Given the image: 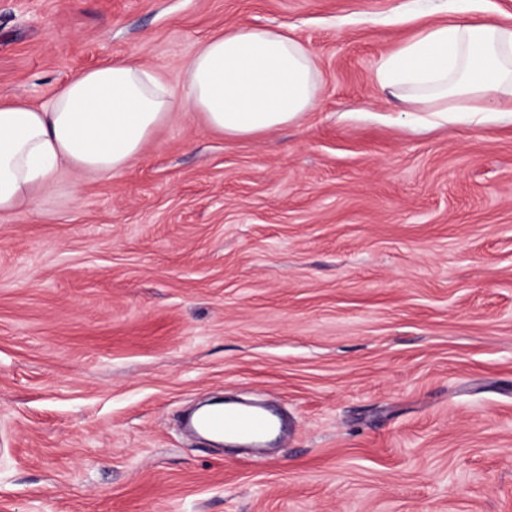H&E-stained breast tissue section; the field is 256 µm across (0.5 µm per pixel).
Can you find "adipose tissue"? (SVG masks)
<instances>
[{"instance_id":"adipose-tissue-1","label":"adipose tissue","mask_w":512,"mask_h":512,"mask_svg":"<svg viewBox=\"0 0 512 512\" xmlns=\"http://www.w3.org/2000/svg\"><path fill=\"white\" fill-rule=\"evenodd\" d=\"M381 88L409 104L412 129L512 122V26L430 23L385 56ZM185 100L154 70L110 61L72 76L48 104L0 101V215L26 209L65 170L120 173L180 110L230 138L298 123L319 98L314 56L287 32L229 29L183 67Z\"/></svg>"}]
</instances>
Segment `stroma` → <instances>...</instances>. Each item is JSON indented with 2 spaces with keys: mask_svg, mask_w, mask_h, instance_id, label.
Returning <instances> with one entry per match:
<instances>
[{
  "mask_svg": "<svg viewBox=\"0 0 512 512\" xmlns=\"http://www.w3.org/2000/svg\"><path fill=\"white\" fill-rule=\"evenodd\" d=\"M439 0H0V97L287 31L322 92L230 139L185 112L0 216V512H512V123L415 132L375 81ZM277 407L272 449L181 418Z\"/></svg>",
  "mask_w": 512,
  "mask_h": 512,
  "instance_id": "35a3bbf8",
  "label": "stroma"
}]
</instances>
